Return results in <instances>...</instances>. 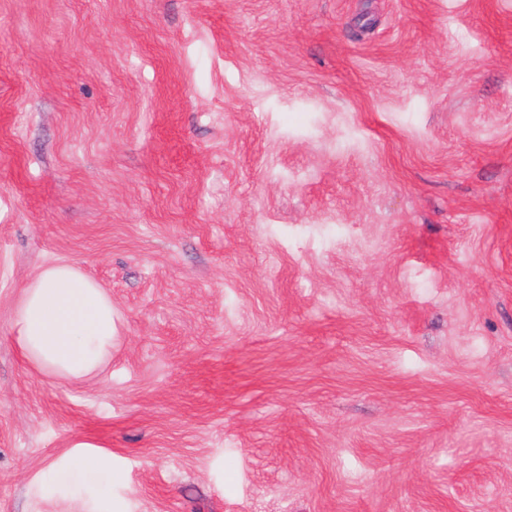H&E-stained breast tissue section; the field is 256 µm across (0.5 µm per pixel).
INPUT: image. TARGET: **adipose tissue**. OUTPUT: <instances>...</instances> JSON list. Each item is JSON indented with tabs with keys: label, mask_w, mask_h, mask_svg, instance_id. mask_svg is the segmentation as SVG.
I'll use <instances>...</instances> for the list:
<instances>
[{
	"label": "adipose tissue",
	"mask_w": 512,
	"mask_h": 512,
	"mask_svg": "<svg viewBox=\"0 0 512 512\" xmlns=\"http://www.w3.org/2000/svg\"><path fill=\"white\" fill-rule=\"evenodd\" d=\"M116 313L106 292L68 264L45 267L26 288L14 324L22 357L64 378H83L112 350Z\"/></svg>",
	"instance_id": "obj_1"
}]
</instances>
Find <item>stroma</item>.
Wrapping results in <instances>:
<instances>
[{"mask_svg": "<svg viewBox=\"0 0 512 512\" xmlns=\"http://www.w3.org/2000/svg\"><path fill=\"white\" fill-rule=\"evenodd\" d=\"M0 512H512V0H0ZM112 300L68 264L45 267L25 289L14 324L22 357L64 378H83L112 350ZM81 478L85 482H93L102 473H109L112 480L111 459L103 454L91 451L77 453Z\"/></svg>", "mask_w": 512, "mask_h": 512, "instance_id": "obj_1", "label": "stroma"}]
</instances>
